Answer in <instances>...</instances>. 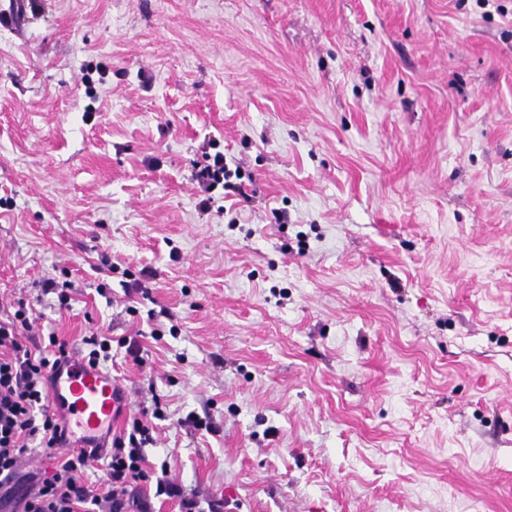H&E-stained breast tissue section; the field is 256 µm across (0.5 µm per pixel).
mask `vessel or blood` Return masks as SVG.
Returning a JSON list of instances; mask_svg holds the SVG:
<instances>
[{"mask_svg":"<svg viewBox=\"0 0 512 512\" xmlns=\"http://www.w3.org/2000/svg\"><path fill=\"white\" fill-rule=\"evenodd\" d=\"M52 404L66 415L69 433L92 442L111 432L122 397L111 372L69 355L52 372Z\"/></svg>","mask_w":512,"mask_h":512,"instance_id":"vessel-or-blood-1","label":"vessel or blood"}]
</instances>
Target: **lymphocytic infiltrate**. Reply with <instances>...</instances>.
<instances>
[{
	"instance_id": "f902f5d3",
	"label": "lymphocytic infiltrate",
	"mask_w": 512,
	"mask_h": 512,
	"mask_svg": "<svg viewBox=\"0 0 512 512\" xmlns=\"http://www.w3.org/2000/svg\"><path fill=\"white\" fill-rule=\"evenodd\" d=\"M31 317L25 307L0 319V489L13 482L33 447L52 449L65 438L61 418L46 406L50 369L67 354V344L49 336L53 357L35 356L22 336L30 331ZM149 426L134 423L131 432L113 437L107 451L80 450L57 461L50 477L34 485L24 496L20 512H81L95 506L97 512H126L134 504L138 512H150L137 497L135 487L145 480L143 449L151 442ZM108 458L106 494L94 493L82 482L91 460Z\"/></svg>"
}]
</instances>
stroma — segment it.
I'll return each mask as SVG.
<instances>
[{
	"label": "stroma",
	"instance_id": "stroma-1",
	"mask_svg": "<svg viewBox=\"0 0 512 512\" xmlns=\"http://www.w3.org/2000/svg\"><path fill=\"white\" fill-rule=\"evenodd\" d=\"M210 141L239 186L203 212ZM21 302L33 353L110 339L153 512L163 474L222 512H512V0H0Z\"/></svg>",
	"mask_w": 512,
	"mask_h": 512
}]
</instances>
